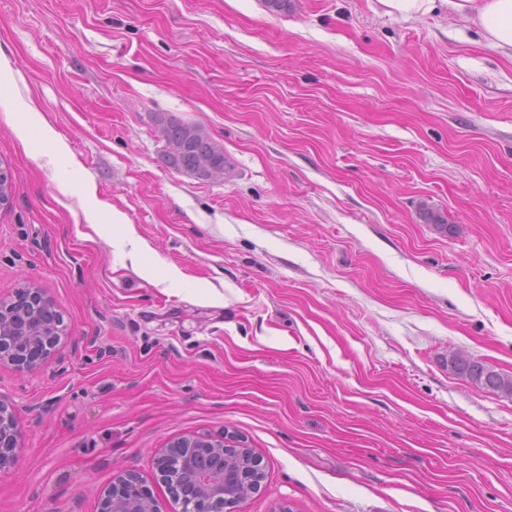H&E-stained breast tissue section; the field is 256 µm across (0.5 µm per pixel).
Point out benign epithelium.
I'll list each match as a JSON object with an SVG mask.
<instances>
[{
    "instance_id": "1",
    "label": "benign epithelium",
    "mask_w": 512,
    "mask_h": 512,
    "mask_svg": "<svg viewBox=\"0 0 512 512\" xmlns=\"http://www.w3.org/2000/svg\"><path fill=\"white\" fill-rule=\"evenodd\" d=\"M24 296L0 303V364L20 371L35 369L59 342L62 324L49 317L54 301L37 288ZM20 431L15 415L0 400V471L17 464ZM157 471L182 512H207L212 500L224 502L225 512H239L240 505L261 479L259 461L248 448L231 444L220 435L184 436L163 449ZM100 512H158L149 490L131 472L118 475L106 491Z\"/></svg>"
}]
</instances>
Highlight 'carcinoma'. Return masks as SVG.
I'll return each mask as SVG.
<instances>
[{"label":"carcinoma","mask_w":512,"mask_h":512,"mask_svg":"<svg viewBox=\"0 0 512 512\" xmlns=\"http://www.w3.org/2000/svg\"><path fill=\"white\" fill-rule=\"evenodd\" d=\"M158 125L166 144L177 146L174 152L165 151L166 166L197 178L203 177L208 168L225 169L224 149L202 127L165 115ZM451 364L457 376L488 391L504 393V373L470 356H456Z\"/></svg>","instance_id":"1"}]
</instances>
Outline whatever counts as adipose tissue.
<instances>
[{
	"label": "adipose tissue",
	"mask_w": 512,
	"mask_h": 512,
	"mask_svg": "<svg viewBox=\"0 0 512 512\" xmlns=\"http://www.w3.org/2000/svg\"><path fill=\"white\" fill-rule=\"evenodd\" d=\"M388 13L410 19L437 11L466 17L487 46L512 58V0H381Z\"/></svg>",
	"instance_id": "obj_1"
}]
</instances>
